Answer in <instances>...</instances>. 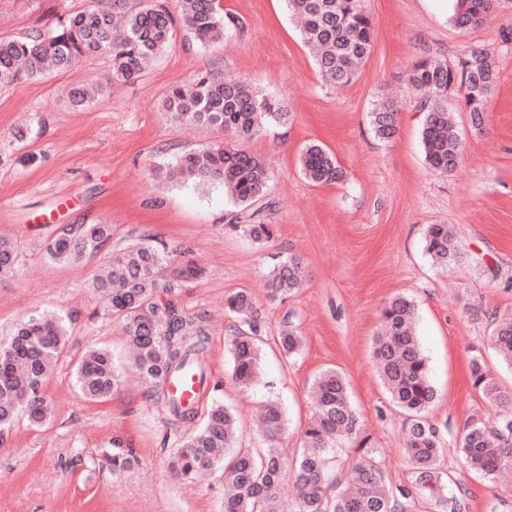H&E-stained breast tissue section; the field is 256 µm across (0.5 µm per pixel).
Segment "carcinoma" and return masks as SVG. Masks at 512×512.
Returning <instances> with one entry per match:
<instances>
[{"label":"carcinoma","mask_w":512,"mask_h":512,"mask_svg":"<svg viewBox=\"0 0 512 512\" xmlns=\"http://www.w3.org/2000/svg\"><path fill=\"white\" fill-rule=\"evenodd\" d=\"M291 15L300 21V34L311 49L322 79L329 84L353 81L373 48L374 28L364 0H286ZM496 0H457L453 22L460 28L481 25L490 19ZM237 25L224 13L220 0H112L99 7L96 0L69 14L53 29L13 38H0V87L21 77L40 78L48 71H68L84 58L105 55L112 62L105 84L74 86L72 106L81 107L102 96L114 83L138 79L145 64L160 56L178 28L198 43L220 41L224 31ZM412 87L423 95L424 118L421 142L430 169L445 174L460 163L462 154L455 123L448 113L444 94L457 91L471 123L482 125L494 92L497 72L480 47L470 50L458 65L421 60L409 75ZM164 109L177 123L227 131L248 141L273 126L288 122V112L276 97L264 93L243 76L198 75L193 83L171 90ZM375 134L391 140L397 133L398 113L383 101L371 112ZM304 177L315 185L343 180L336 157L318 143H309L299 157ZM168 181L190 179L207 187L221 184L240 211L233 222L254 242L265 244L274 227L262 222L261 202L269 195L270 174L262 158L235 143H214L188 152L163 170ZM111 235L107 224H68L46 247L56 263L71 264L91 259ZM425 249L440 267H448L459 255L454 235L446 224H430ZM17 248L0 240V276L15 269ZM115 274L96 282L107 296L108 314L132 342L133 365L161 401L175 430L200 420L197 430L178 435L172 453V469L182 478L199 471L219 470L224 477V512H405L411 491L391 486L377 465L370 437L353 407L344 376L326 369L314 379L315 417L303 434L302 448L293 466L297 495L288 508L281 501L285 460L280 452L283 411L270 401L263 412L264 446L244 448L231 407L214 401L198 415V407H185L172 397L166 378L191 372L200 386H207L205 357L210 330L205 314L187 310L178 290L199 276L190 261L172 266L166 252L139 242L115 263ZM300 259L288 256L267 273L270 295L291 293L303 284ZM226 308L239 326L231 342L232 375L242 387L253 385L260 370L261 315L252 294L242 289L230 294ZM415 308L404 296L392 298L382 310L380 331L372 346L376 372L390 400L404 413V448L414 483L429 497H445L448 512H463L456 495L445 490V439L428 417L438 399L429 375L427 359L414 329ZM68 328L56 312L32 316L14 334L0 340V432L23 419L31 426L42 424L48 414L42 394L45 379L66 354ZM489 342L498 357L512 366V318L494 321ZM283 355L290 359L302 348V336L293 327L281 330ZM123 370L112 352L92 348L75 369L76 386L88 401L112 396L123 385ZM472 386L497 409L489 418L479 411L467 416L459 436V448L471 468L492 479L512 468V393H504L485 370L482 359L470 360ZM342 441L363 450L343 488L334 473L336 448ZM113 449L101 458L87 459L89 468H107L117 475L130 468L132 451L112 442Z\"/></svg>","instance_id":"obj_1"}]
</instances>
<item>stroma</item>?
I'll return each instance as SVG.
<instances>
[{
	"mask_svg": "<svg viewBox=\"0 0 512 512\" xmlns=\"http://www.w3.org/2000/svg\"><path fill=\"white\" fill-rule=\"evenodd\" d=\"M238 25L202 47L176 34L136 81L115 84L82 108L66 97L76 84L103 82L107 58L0 88V237L18 248L17 269L0 278V337L22 319L46 310L73 317L69 353L44 383L51 415L41 426L21 423L0 434V512H224L221 473L181 479L170 470L175 436L145 384L128 377L112 398L84 400L74 368L93 346L112 349L127 365V338L104 310L92 280L141 237L180 248L203 270L180 300L210 320L208 386L198 405L220 400L237 413L240 443L257 447L254 417L268 401L285 418L281 451L293 458L313 408L315 376L332 367L375 443L388 482L411 486L403 457V415L393 406L371 360L381 311L402 295L415 305V327L439 400L429 419L455 439L466 417L483 407L470 380L469 359L482 354L500 386L512 389V368L488 343L493 317L512 315V0H497L490 20L454 25V0H365L374 48L348 86L323 83L284 0H222ZM86 0H0V38L55 27ZM495 59L498 82L481 128H474L456 93L448 95L463 145L460 165L431 172L420 142L422 96L407 81L425 57L458 61L472 47ZM246 76L281 99L287 124L247 144L269 169L273 202L266 223L276 235L254 243L231 228L234 211L221 186L157 178L158 166L221 135L174 123L162 103L197 75ZM393 101L395 137L377 138L370 113ZM311 142L332 152L345 172L317 186L303 176L299 154ZM105 223L106 246L89 261L51 262L46 247L67 224ZM445 224L461 253L448 268L425 251L428 225ZM300 257L306 280L298 291L270 299L265 272L274 256ZM248 289L263 316L260 378L250 389L232 378L233 317L227 296ZM303 338L292 359L280 353L284 321ZM133 449L138 464L119 476L72 465L74 449L97 454L112 441ZM447 484L462 494L464 512H512V471L487 480L455 446L445 458Z\"/></svg>",
	"mask_w": 512,
	"mask_h": 512,
	"instance_id": "1",
	"label": "stroma"
}]
</instances>
